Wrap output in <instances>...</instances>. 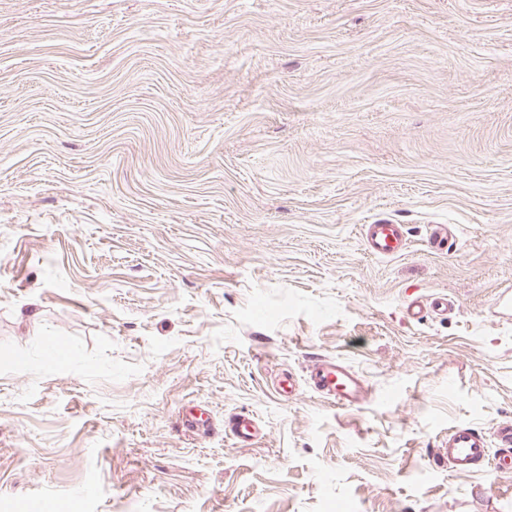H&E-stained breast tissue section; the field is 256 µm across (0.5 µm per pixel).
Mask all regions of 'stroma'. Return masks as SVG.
<instances>
[{
    "instance_id": "1",
    "label": "stroma",
    "mask_w": 512,
    "mask_h": 512,
    "mask_svg": "<svg viewBox=\"0 0 512 512\" xmlns=\"http://www.w3.org/2000/svg\"><path fill=\"white\" fill-rule=\"evenodd\" d=\"M507 289L512 0H0V512H512ZM360 235L365 251L376 258H392L402 254L407 237L403 224H364ZM453 306L454 302L445 295L436 296L426 303L415 298L407 303L406 314L410 319L420 321L427 318L429 314L448 315V309H452ZM310 376L314 389L337 407H355L365 401L362 376L340 361L317 357L311 365ZM224 432L241 445L252 444L258 434L255 420L242 414H234L224 420ZM497 447L501 452L494 469L503 474L512 473V420L501 422L496 428ZM445 448L448 469L455 475L478 472L489 460L488 440L484 431L471 425L450 428Z\"/></svg>"
}]
</instances>
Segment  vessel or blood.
<instances>
[{
    "instance_id": "obj_1",
    "label": "vessel or blood",
    "mask_w": 512,
    "mask_h": 512,
    "mask_svg": "<svg viewBox=\"0 0 512 512\" xmlns=\"http://www.w3.org/2000/svg\"><path fill=\"white\" fill-rule=\"evenodd\" d=\"M360 235L366 252L376 258H392L402 254L407 229L402 224H364ZM454 303L447 296L430 301L413 299L406 306L407 316L415 321L431 314H444ZM310 376L314 389L337 407L350 408L365 400L362 376L346 364L329 357L316 358ZM224 431L239 444H252L257 436L255 420L247 415L234 414L224 422ZM497 459H490L488 440L484 431L471 425H458L448 431L446 453L449 470L457 475H468L493 464L503 474L512 473V420L501 422L496 428Z\"/></svg>"
}]
</instances>
